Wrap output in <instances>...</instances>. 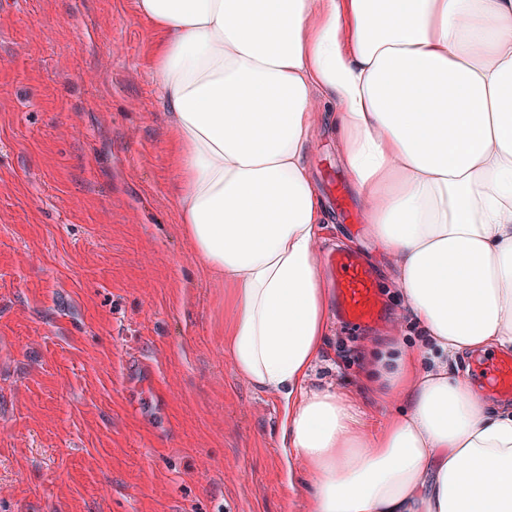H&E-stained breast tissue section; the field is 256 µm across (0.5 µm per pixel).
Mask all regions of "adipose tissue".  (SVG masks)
<instances>
[{
  "mask_svg": "<svg viewBox=\"0 0 512 512\" xmlns=\"http://www.w3.org/2000/svg\"><path fill=\"white\" fill-rule=\"evenodd\" d=\"M153 27L182 232L229 289L224 348L277 395L307 512H512V0H135ZM420 338L361 388L308 382L330 328L306 157L322 110ZM476 372L486 391L500 396L512 395V356L481 359Z\"/></svg>",
  "mask_w": 512,
  "mask_h": 512,
  "instance_id": "obj_1",
  "label": "adipose tissue"
}]
</instances>
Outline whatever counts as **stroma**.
I'll return each mask as SVG.
<instances>
[{
    "mask_svg": "<svg viewBox=\"0 0 512 512\" xmlns=\"http://www.w3.org/2000/svg\"><path fill=\"white\" fill-rule=\"evenodd\" d=\"M154 39L133 0H0V512H306L280 400L224 349V288L175 200ZM308 157L383 307L333 319L312 386L412 334L328 125Z\"/></svg>",
    "mask_w": 512,
    "mask_h": 512,
    "instance_id": "35a3bbf8",
    "label": "stroma"
}]
</instances>
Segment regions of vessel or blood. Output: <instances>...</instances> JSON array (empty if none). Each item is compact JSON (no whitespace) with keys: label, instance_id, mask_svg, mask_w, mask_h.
I'll use <instances>...</instances> for the list:
<instances>
[{"label":"vessel or blood","instance_id":"1","mask_svg":"<svg viewBox=\"0 0 512 512\" xmlns=\"http://www.w3.org/2000/svg\"><path fill=\"white\" fill-rule=\"evenodd\" d=\"M327 262L336 272L335 295L345 324L354 327L376 321L382 307L371 271L356 254L342 250L331 251ZM476 372L487 391L512 395V356L479 360Z\"/></svg>","mask_w":512,"mask_h":512}]
</instances>
